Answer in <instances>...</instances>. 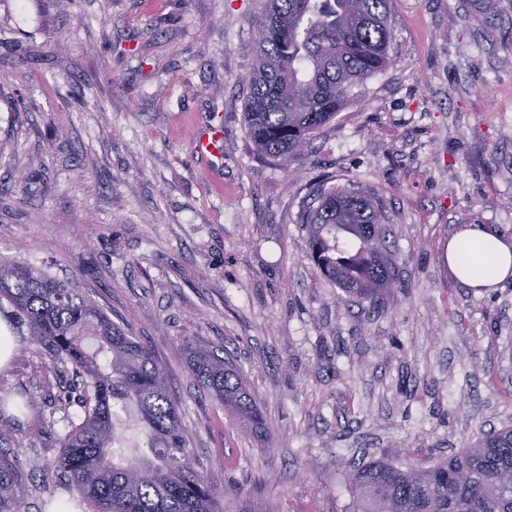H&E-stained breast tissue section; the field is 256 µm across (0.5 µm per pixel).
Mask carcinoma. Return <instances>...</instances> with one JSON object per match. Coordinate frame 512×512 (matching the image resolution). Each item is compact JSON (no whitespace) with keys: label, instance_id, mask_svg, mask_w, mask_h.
Here are the masks:
<instances>
[{"label":"carcinoma","instance_id":"cac0c4a2","mask_svg":"<svg viewBox=\"0 0 512 512\" xmlns=\"http://www.w3.org/2000/svg\"><path fill=\"white\" fill-rule=\"evenodd\" d=\"M390 0H262L247 83L248 134L262 157L300 154L389 64ZM383 204L361 185L319 187L298 217L307 258L357 302L377 304L395 277ZM11 308L79 393L55 399L64 428L54 469L88 512H224L189 451L179 398L152 352L91 299L35 267L0 263V312ZM189 371L224 411L257 435L265 419L221 350L189 348ZM134 409L150 456L125 458L112 409ZM345 512H512V428L481 433L428 467L361 461ZM22 480L0 456V512H22Z\"/></svg>","mask_w":512,"mask_h":512}]
</instances>
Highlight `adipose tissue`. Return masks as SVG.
Masks as SVG:
<instances>
[{"label": "adipose tissue", "mask_w": 512, "mask_h": 512, "mask_svg": "<svg viewBox=\"0 0 512 512\" xmlns=\"http://www.w3.org/2000/svg\"><path fill=\"white\" fill-rule=\"evenodd\" d=\"M449 271L471 288H491L512 279V240L482 225L463 227L448 242Z\"/></svg>", "instance_id": "ef3b65f1"}]
</instances>
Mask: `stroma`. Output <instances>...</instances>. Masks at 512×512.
I'll return each instance as SVG.
<instances>
[{"mask_svg":"<svg viewBox=\"0 0 512 512\" xmlns=\"http://www.w3.org/2000/svg\"><path fill=\"white\" fill-rule=\"evenodd\" d=\"M260 0H0V261L45 270L151 348L233 512H344L353 461L425 467L512 426V281L469 288L446 244L512 239V0H390V63L282 167L251 141L240 80ZM217 127L223 165L191 133ZM382 199L400 288L356 304L306 257L323 176ZM0 369V454L24 512L64 497L63 424L17 394L72 391L27 336ZM223 350L268 428L204 396Z\"/></svg>","mask_w":512,"mask_h":512,"instance_id":"obj_1","label":"stroma"}]
</instances>
